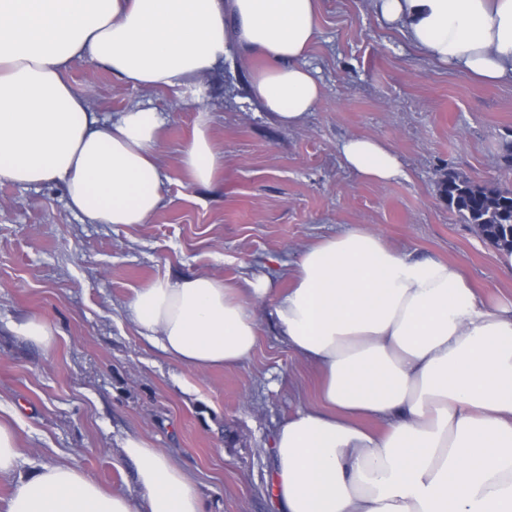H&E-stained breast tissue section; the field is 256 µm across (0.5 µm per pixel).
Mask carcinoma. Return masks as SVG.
Masks as SVG:
<instances>
[{
	"instance_id": "1",
	"label": "carcinoma",
	"mask_w": 512,
	"mask_h": 512,
	"mask_svg": "<svg viewBox=\"0 0 512 512\" xmlns=\"http://www.w3.org/2000/svg\"><path fill=\"white\" fill-rule=\"evenodd\" d=\"M439 191L464 223L500 249L512 251V189L448 173Z\"/></svg>"
}]
</instances>
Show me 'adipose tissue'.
Listing matches in <instances>:
<instances>
[{"mask_svg": "<svg viewBox=\"0 0 512 512\" xmlns=\"http://www.w3.org/2000/svg\"><path fill=\"white\" fill-rule=\"evenodd\" d=\"M433 61L488 83L512 82V0H375ZM318 0H0V179L58 182L91 224H144L162 202L163 118L134 107L102 121L67 80L89 58L124 84L186 86L229 51L264 66L253 98L296 127L322 87L307 62ZM345 165L371 180L402 177L382 140L342 142ZM208 186L224 161L199 110L180 157ZM322 376L319 406L300 408L273 441L279 512H512V304L478 298L459 267L389 246L356 227L303 247L293 283L234 286L206 275L137 289L142 336L175 363L230 368L248 359L258 312ZM140 495L106 491L74 464L17 477L16 435L0 421V477H17L8 512H203L164 452L127 436Z\"/></svg>", "mask_w": 512, "mask_h": 512, "instance_id": "1", "label": "adipose tissue"}]
</instances>
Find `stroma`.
Listing matches in <instances>:
<instances>
[{"label":"stroma","instance_id":"1","mask_svg":"<svg viewBox=\"0 0 512 512\" xmlns=\"http://www.w3.org/2000/svg\"><path fill=\"white\" fill-rule=\"evenodd\" d=\"M308 63L323 96L290 129L249 94L258 58L207 73L198 104L181 88H134L90 60L71 64L70 84L102 118L137 106L161 113L166 180L144 224L87 223L59 183L0 182V420L24 450L20 474L76 464L107 491L139 497L120 448L137 434L181 467L203 512H273V436L296 409L316 405L317 372L265 311L248 360L204 371L174 363L141 337L129 309L157 278L235 284L261 271L283 291L305 244L366 226L392 247L456 264L482 298L512 302L499 248L439 193L449 172L512 188V168L500 162L512 142V83L486 85L430 62L374 0H319ZM201 107L224 156L208 187L180 164ZM353 135L384 141L404 176L381 184L346 168L339 147ZM30 317L52 324L51 349L14 333Z\"/></svg>","mask_w":512,"mask_h":512}]
</instances>
